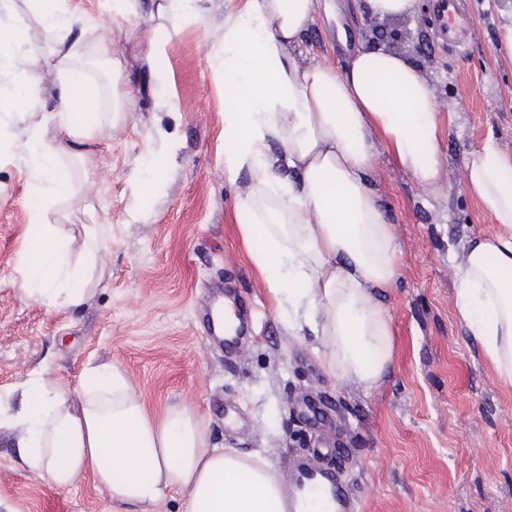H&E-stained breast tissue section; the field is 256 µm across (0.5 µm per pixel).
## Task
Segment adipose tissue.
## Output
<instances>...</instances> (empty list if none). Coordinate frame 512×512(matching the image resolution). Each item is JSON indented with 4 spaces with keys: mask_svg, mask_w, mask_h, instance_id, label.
Wrapping results in <instances>:
<instances>
[{
    "mask_svg": "<svg viewBox=\"0 0 512 512\" xmlns=\"http://www.w3.org/2000/svg\"><path fill=\"white\" fill-rule=\"evenodd\" d=\"M317 0H243L226 7L224 42L214 57L235 82L225 105L229 143L224 172L249 169L253 184L240 201L241 241L288 328L309 327L320 338L317 356L341 379L379 382L393 358L389 319L373 292L398 281V253L372 187L380 130L400 164L422 185L440 172L442 122L435 95L406 54L376 44L356 49L343 68L301 67L288 51L313 20ZM55 43L66 52L31 44L34 65L53 61L67 80L60 109L25 106L30 130L13 145L47 184L50 199L71 194L78 160L101 122L118 123L128 94L122 66L106 45L96 55L108 81L86 75L84 48L72 37L66 0H28ZM54 122L66 141L47 137ZM301 178L280 177L267 159L269 138ZM465 190L500 230L469 240L455 279V307L499 374L512 381V156L493 140L466 164ZM38 252L22 257L30 301L50 311L86 303L109 274L108 224L73 229L30 213ZM15 432L20 462L60 490L84 473L111 500L132 512H152L165 491L186 492V512H283L281 480L263 458L210 447L204 416L185 406L148 412L130 378L117 366L87 365L78 383L38 372L22 385L0 429Z\"/></svg>",
    "mask_w": 512,
    "mask_h": 512,
    "instance_id": "1",
    "label": "adipose tissue"
}]
</instances>
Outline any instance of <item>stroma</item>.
Instances as JSON below:
<instances>
[{
  "instance_id": "35a3bbf8",
  "label": "stroma",
  "mask_w": 512,
  "mask_h": 512,
  "mask_svg": "<svg viewBox=\"0 0 512 512\" xmlns=\"http://www.w3.org/2000/svg\"><path fill=\"white\" fill-rule=\"evenodd\" d=\"M225 0H191L183 29L157 56V0H68L73 32L105 43L132 91L122 120L102 125L85 152L83 189L46 221L108 224L111 275L86 305L49 311L31 303L17 267L37 245L28 212L35 180L6 142L25 137L29 93L56 109L58 76L25 85L23 49L0 61V401L43 368L77 382L88 361L110 362L133 380L150 412L187 405L209 422L210 444L258 454L287 476L294 458L323 449L360 512H512V383L488 362L459 321L455 267L467 242L496 231L464 190V163L486 139L512 153V61L496 50L512 0H463L467 25L449 45L436 0L406 20H355L350 0L317 15L290 47L300 66H343L362 42L397 38L434 90L443 165L421 185L377 141L372 184L400 253L396 288L378 295L390 320L392 363L372 388L331 376L310 331L290 335L241 243L238 202L253 177L224 174L225 98L213 56L224 40ZM159 189L135 182L153 156ZM13 432L0 430V512H124L84 476L59 490L17 462Z\"/></svg>"
}]
</instances>
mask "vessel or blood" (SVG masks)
I'll list each match as a JSON object with an SVG mask.
<instances>
[{"label": "vessel or blood", "instance_id": "vessel-or-blood-1", "mask_svg": "<svg viewBox=\"0 0 512 512\" xmlns=\"http://www.w3.org/2000/svg\"><path fill=\"white\" fill-rule=\"evenodd\" d=\"M444 34L456 41L465 21L461 0H441ZM348 485L310 462L297 463L288 480L287 512H356Z\"/></svg>", "mask_w": 512, "mask_h": 512}]
</instances>
